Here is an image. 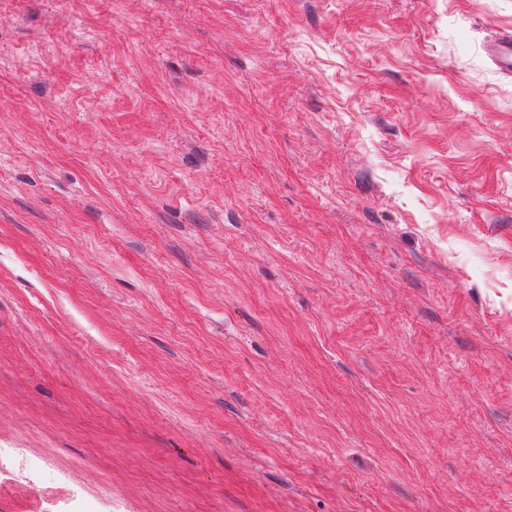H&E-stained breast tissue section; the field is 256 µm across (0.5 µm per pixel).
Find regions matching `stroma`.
<instances>
[{
  "mask_svg": "<svg viewBox=\"0 0 512 512\" xmlns=\"http://www.w3.org/2000/svg\"><path fill=\"white\" fill-rule=\"evenodd\" d=\"M512 0H0V512H512ZM489 62L504 76L512 77V31L502 30L484 45Z\"/></svg>",
  "mask_w": 512,
  "mask_h": 512,
  "instance_id": "obj_1",
  "label": "stroma"
}]
</instances>
